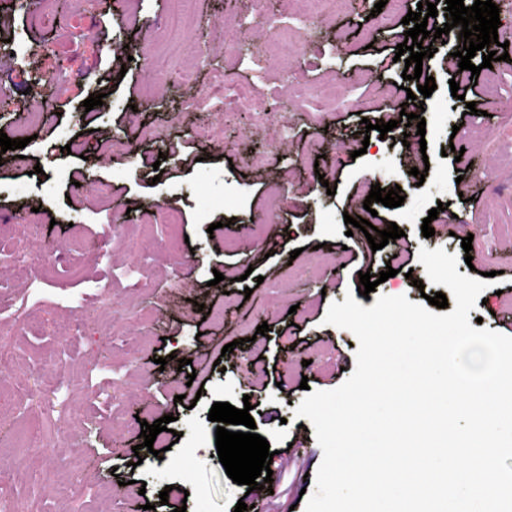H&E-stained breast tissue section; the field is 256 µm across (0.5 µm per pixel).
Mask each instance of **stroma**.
Instances as JSON below:
<instances>
[{"instance_id": "stroma-1", "label": "stroma", "mask_w": 512, "mask_h": 512, "mask_svg": "<svg viewBox=\"0 0 512 512\" xmlns=\"http://www.w3.org/2000/svg\"><path fill=\"white\" fill-rule=\"evenodd\" d=\"M376 2L356 10L331 0L273 51L238 0H193L178 27L168 24L172 0L0 7V130L14 136L26 120L32 136L25 166L0 160V500L25 501L34 488L42 512H143L146 503L234 512L247 488L226 474L208 419L213 403L227 402L251 404L271 450L299 446L298 466L283 470L269 504L305 512L323 453L294 411L306 390L341 385L359 348L324 319L392 252L371 250L348 216L404 232L410 258L376 294L413 303L435 295L419 250L439 248L459 256V274L492 273L469 316L507 333L512 111L503 100L512 65L485 68L477 56L472 77L449 67L447 39L423 60L435 91L408 100L417 83L403 81L395 58L403 26L374 14ZM161 70L182 82L157 80ZM35 71L55 78L52 109L25 93ZM228 81L259 82L261 96L225 107ZM454 82L473 89L476 114L452 96ZM101 93L106 106L85 110ZM403 100L422 110L425 135L403 116L387 134L366 131L365 120ZM228 110L244 117L232 137ZM262 112L269 118L256 124ZM414 167L426 168L424 181ZM375 184L401 187L402 205H377L370 217L363 202ZM440 202L448 209L439 220L464 221L423 237ZM166 203L180 213L173 237ZM228 237L235 250H225ZM166 415L162 456L134 453L142 422Z\"/></svg>"}]
</instances>
